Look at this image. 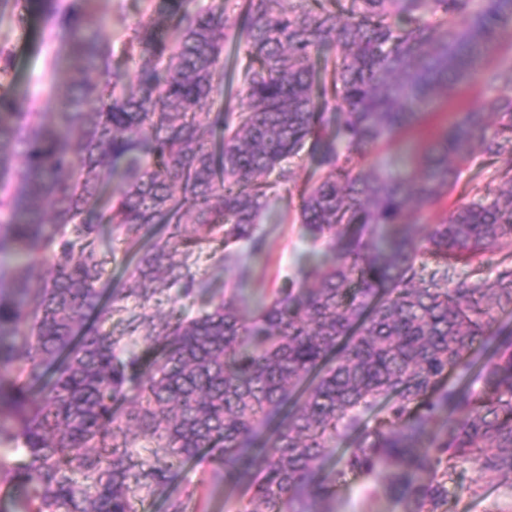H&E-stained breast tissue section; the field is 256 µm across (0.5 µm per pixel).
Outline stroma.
<instances>
[{
	"instance_id": "35a3bbf8",
	"label": "stroma",
	"mask_w": 512,
	"mask_h": 512,
	"mask_svg": "<svg viewBox=\"0 0 512 512\" xmlns=\"http://www.w3.org/2000/svg\"><path fill=\"white\" fill-rule=\"evenodd\" d=\"M105 32L113 42H121L136 23L147 20L143 0H103ZM0 44L15 52V82L11 95L22 111L36 109L49 114L55 109L41 77L51 58H63L62 38H54L39 44L34 40L33 26H21L12 9L0 12ZM278 200L268 213L260 230L266 238V250L252 262L253 277L248 290L272 295L281 285L284 276L296 269V261L311 245L301 233L300 225L288 218L289 192L286 185L275 188ZM95 249L104 261V287L130 283V273L135 261L131 255L116 248L110 226H103L95 240ZM191 270L209 280L212 294L221 296L232 293L236 283L235 273L228 263L219 261L214 246L205 247L191 261ZM127 304L141 320L147 321L165 315L180 317L196 316L208 304L207 297H184L179 287L167 290L161 303L137 305L135 299ZM212 456L203 453L176 471L169 481L158 487L150 498L135 501L136 512H166L167 502L178 498L186 501L187 512H225V504L237 500L239 490L212 484L209 480ZM473 475L470 468L457 469L448 482V512H512V478L485 485L478 494H470L466 487ZM336 512H402L400 502L380 493H370L369 486L361 479L350 478L339 491L334 503Z\"/></svg>"
}]
</instances>
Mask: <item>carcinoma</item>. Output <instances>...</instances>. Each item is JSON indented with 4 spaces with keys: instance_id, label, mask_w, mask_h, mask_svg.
I'll list each match as a JSON object with an SVG mask.
<instances>
[{
    "instance_id": "cac0c4a2",
    "label": "carcinoma",
    "mask_w": 512,
    "mask_h": 512,
    "mask_svg": "<svg viewBox=\"0 0 512 512\" xmlns=\"http://www.w3.org/2000/svg\"><path fill=\"white\" fill-rule=\"evenodd\" d=\"M32 2L66 53L48 62V121L10 95L0 45V175L20 159L0 189V444L22 450L20 512H134L206 448L210 480L245 490L228 512H335L350 474L381 478L403 512H446L458 467L474 495L512 476V57L485 63L512 0H159L122 42L132 71L113 64L102 0H0L21 22ZM226 44L245 49L242 104ZM464 81L499 92L435 129L413 171L359 167ZM304 149L295 223L323 259L269 299L121 318L132 295L207 291L180 257L215 241L246 243L225 254L244 284L267 175L290 182L282 162ZM479 158L507 159L491 175L505 190L474 186L420 224ZM103 224L137 257L129 291L99 288ZM489 254L491 282L468 272ZM116 316L144 330L140 350L117 352Z\"/></svg>"
}]
</instances>
